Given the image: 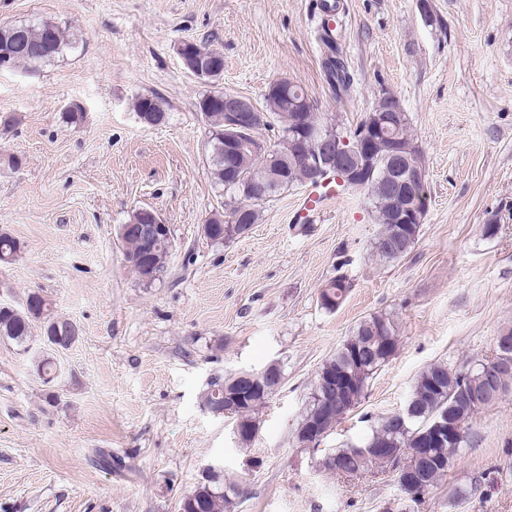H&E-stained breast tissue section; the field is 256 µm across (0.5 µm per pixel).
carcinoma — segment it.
Here are the masks:
<instances>
[{"instance_id": "cac0c4a2", "label": "carcinoma", "mask_w": 512, "mask_h": 512, "mask_svg": "<svg viewBox=\"0 0 512 512\" xmlns=\"http://www.w3.org/2000/svg\"><path fill=\"white\" fill-rule=\"evenodd\" d=\"M319 38L327 48L325 69L329 82L336 92V99L342 100L353 92V79L343 60L338 56L337 41L330 35L328 24L321 26ZM72 45L59 25L49 21L20 22L0 26V58L7 55L12 64L38 65L54 60L65 48ZM304 89L293 83L276 81L269 86L265 103L276 107L266 113L262 129L278 128V141H283L310 118L338 137H345V148L355 146L360 129L347 134L339 124H333L318 111L307 114L290 107L288 97ZM224 92L215 91L199 101V109L209 126V164L213 188L224 196L225 216L241 213L240 223L251 227L261 219L263 205L280 191L304 185L302 174L294 158L276 157L272 160L255 156L246 148L240 150L236 169L228 172L224 155ZM137 114L144 112L162 115L165 113L162 100L156 95L141 96L135 104ZM399 147L414 146L410 133V122L406 113L396 118ZM280 167L283 182L264 195L248 197L244 188L269 180L275 167ZM364 194L367 195L374 222L382 225V231L373 242V256L381 262H394L403 258L414 247L421 225L413 224L402 233L394 232L392 205L388 190L392 184L389 171L382 167L366 172ZM124 244V258L135 275H141L137 265L139 255L149 247L142 237L127 234L121 237ZM21 253V243L7 232H0V264H11ZM351 283L343 277H333L322 287L319 300L322 308L332 312L345 300ZM36 292L27 295L25 307L21 310L0 306V337L6 336L23 345L31 335L32 326L40 324L47 346L54 350L67 349L79 336V329L73 322L60 319L52 313L47 297L35 298ZM398 336L394 315L380 314L360 322L351 336L321 366L309 393L308 403L301 415L300 423L312 417L323 418L324 431H330L336 422L348 411L360 404L368 383L377 370L395 353ZM356 366V383L347 397V402L336 400V409L331 417L324 418V401L335 400L329 377L350 365ZM479 363L467 370H452L443 363H434L417 377L407 403L399 412L381 417L371 428V434L358 444H345L322 459V466L331 472L347 478H356L374 466L413 469L424 491H429L448 473L455 452L465 442L466 436L452 442L424 443L423 435L431 421L444 413L459 412L467 420L479 410L492 406L485 398L487 381L485 367ZM273 390L251 388L245 380L234 381V374L216 376L203 393V407L227 408L238 426L250 429L242 437V443H250L256 436L257 415ZM370 448H396L400 457L372 458L366 454ZM232 506L231 498L224 493V476L213 469L195 488L180 500V512H227Z\"/></svg>"}]
</instances>
